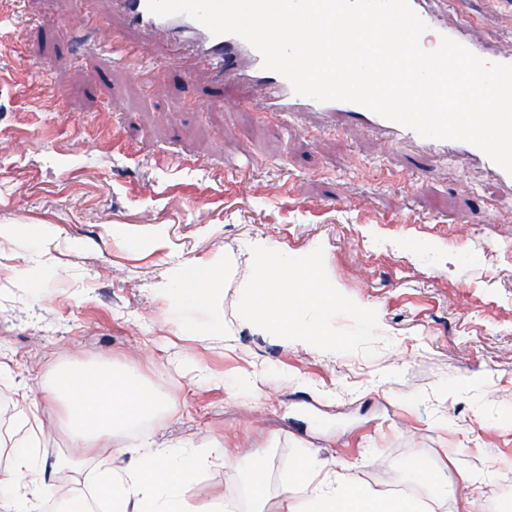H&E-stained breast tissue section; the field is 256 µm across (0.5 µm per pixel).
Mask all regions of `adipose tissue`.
Returning a JSON list of instances; mask_svg holds the SVG:
<instances>
[{"label":"adipose tissue","mask_w":512,"mask_h":512,"mask_svg":"<svg viewBox=\"0 0 512 512\" xmlns=\"http://www.w3.org/2000/svg\"><path fill=\"white\" fill-rule=\"evenodd\" d=\"M267 252L261 244L250 250L264 261L243 284L244 315L280 336L302 335L314 344L335 345L324 317L336 308V289L322 263L273 261ZM230 265V260L218 259L207 265L205 276L180 278L168 289V299L176 305H211L213 290ZM47 392L49 400L67 406L72 447L85 452L91 443L111 439L110 450L99 453L98 487L111 498L112 512H193L185 491L196 473L211 464H233L226 449L204 455L190 441L167 448L144 441L132 449L122 443L121 433L140 427L166 405L164 393L145 384L134 367H63L53 374ZM38 445L36 435H26L0 465V512H39L47 478L72 472L68 458L41 462ZM126 456L131 459L127 466L122 463ZM316 468L312 454L297 458L280 489L284 512H421L411 497L377 493L352 478L320 479Z\"/></svg>","instance_id":"adipose-tissue-1"}]
</instances>
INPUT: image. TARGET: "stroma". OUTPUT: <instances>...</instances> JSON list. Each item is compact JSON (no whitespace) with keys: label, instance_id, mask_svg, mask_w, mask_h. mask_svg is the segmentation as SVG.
Masks as SVG:
<instances>
[{"label":"stroma","instance_id":"stroma-1","mask_svg":"<svg viewBox=\"0 0 512 512\" xmlns=\"http://www.w3.org/2000/svg\"><path fill=\"white\" fill-rule=\"evenodd\" d=\"M98 29L75 0H22L0 19V424L30 403L48 460L71 453L55 369L136 366L167 409L128 432L164 448L190 439L241 452L202 468L196 512H242L245 452L267 454L266 512L305 452L383 493L427 498L408 465L427 459L456 497L485 512L512 500V197L477 162L451 152L411 172L410 149L371 130L306 113L210 116L257 86L172 64V41L142 39L152 81L115 65L107 33L124 29L95 0ZM449 25L512 54V0H448ZM105 126L120 149L88 140ZM314 257L336 282L329 317L352 344L335 351L263 330L241 311L248 242ZM232 257L218 299L224 325L162 298L180 274ZM263 392L229 396L237 374Z\"/></svg>","mask_w":512,"mask_h":512}]
</instances>
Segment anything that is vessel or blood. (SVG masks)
<instances>
[{
  "label": "vessel or blood",
  "instance_id": "vessel-or-blood-1",
  "mask_svg": "<svg viewBox=\"0 0 512 512\" xmlns=\"http://www.w3.org/2000/svg\"><path fill=\"white\" fill-rule=\"evenodd\" d=\"M431 0H409L414 12L429 26L433 41L450 37L478 57L493 63L512 64V55L497 54L491 47L474 40L467 28L451 26L438 11L431 8ZM118 6L130 30L149 37L160 31L172 32L179 38L194 40L198 45L194 66L225 76L247 73L251 83L258 85L265 97L263 113L285 116L297 113H340L344 123H355L379 131L394 146L414 147L412 167L421 172L429 156L438 152L456 151L479 162L504 190H512V175L495 164L476 146L457 140H439L420 136L414 130L386 119L371 110L351 102H319L295 94L282 75L264 69L260 53L245 40L233 34L215 36L208 29L185 15L159 17L147 9V0H118Z\"/></svg>",
  "mask_w": 512,
  "mask_h": 512
}]
</instances>
